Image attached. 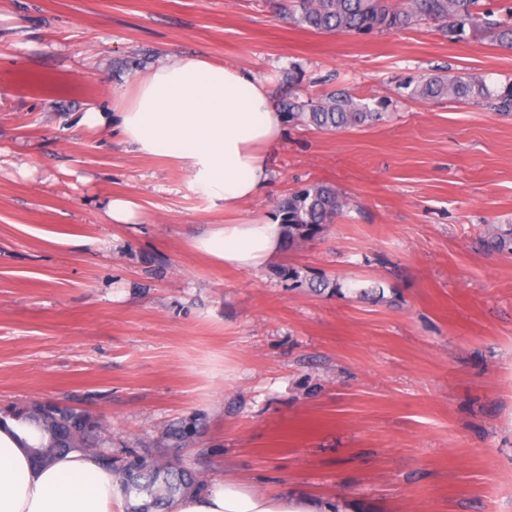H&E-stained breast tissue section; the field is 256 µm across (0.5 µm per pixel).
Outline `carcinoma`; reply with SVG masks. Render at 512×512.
Returning a JSON list of instances; mask_svg holds the SVG:
<instances>
[{"mask_svg": "<svg viewBox=\"0 0 512 512\" xmlns=\"http://www.w3.org/2000/svg\"><path fill=\"white\" fill-rule=\"evenodd\" d=\"M481 0H281L280 14L298 27L315 32L351 34L391 31L427 21L454 41L466 33L482 32L499 44L512 47V6L503 8L499 18L479 9ZM411 95L419 98L483 100L499 112H512V83L490 88L484 78L469 74L450 77L428 76L418 82ZM288 115L318 130L335 132L365 126L378 113L348 93H330L316 104L288 103ZM347 207L336 188L313 184L277 203L278 216L285 225L288 244L294 246L334 223ZM485 246L512 254V229L488 225ZM19 421H34L50 434L48 445L30 449L32 458L44 463L58 454H89L118 475L129 512H165L187 493H199L203 483L179 462L131 452L116 462L112 455L89 443L94 423L75 409L33 404L14 415Z\"/></svg>", "mask_w": 512, "mask_h": 512, "instance_id": "carcinoma-1", "label": "carcinoma"}]
</instances>
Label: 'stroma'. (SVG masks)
I'll list each match as a JSON object with an SVG mask.
<instances>
[{
  "mask_svg": "<svg viewBox=\"0 0 512 512\" xmlns=\"http://www.w3.org/2000/svg\"><path fill=\"white\" fill-rule=\"evenodd\" d=\"M277 4L0 0V415L85 411L113 457L179 459L207 486L512 512V255L482 243L512 225V116L407 86L512 82V48L426 22L317 33ZM169 54L250 68L278 105L344 91L382 117L286 122L268 187L228 210L180 165L79 123ZM315 183L347 210L265 267L194 248ZM115 198L137 203L134 223H113ZM292 268L345 292L295 285ZM190 418L191 443H166Z\"/></svg>",
  "mask_w": 512,
  "mask_h": 512,
  "instance_id": "stroma-1",
  "label": "stroma"
}]
</instances>
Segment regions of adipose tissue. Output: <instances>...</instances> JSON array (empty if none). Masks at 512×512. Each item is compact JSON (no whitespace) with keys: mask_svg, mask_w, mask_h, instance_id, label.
Instances as JSON below:
<instances>
[{"mask_svg":"<svg viewBox=\"0 0 512 512\" xmlns=\"http://www.w3.org/2000/svg\"><path fill=\"white\" fill-rule=\"evenodd\" d=\"M118 128L146 156L179 163L196 189L233 207L261 194L270 178L268 154L284 135L265 83L249 68L172 55L140 76L133 91L117 90ZM279 219L236 221L194 239V247L235 269H258L281 250ZM43 433L7 416L0 420V512H118L112 468L78 453L38 466L30 449ZM175 512H345L343 505L296 494L259 492L227 479L178 499Z\"/></svg>","mask_w":512,"mask_h":512,"instance_id":"obj_1","label":"adipose tissue"}]
</instances>
